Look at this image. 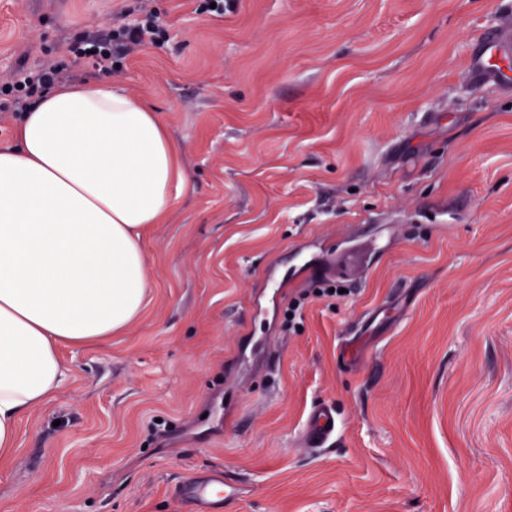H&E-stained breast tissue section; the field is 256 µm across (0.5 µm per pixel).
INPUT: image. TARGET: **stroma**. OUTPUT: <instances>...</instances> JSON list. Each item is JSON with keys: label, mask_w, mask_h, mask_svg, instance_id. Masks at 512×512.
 Instances as JSON below:
<instances>
[{"label": "stroma", "mask_w": 512, "mask_h": 512, "mask_svg": "<svg viewBox=\"0 0 512 512\" xmlns=\"http://www.w3.org/2000/svg\"><path fill=\"white\" fill-rule=\"evenodd\" d=\"M0 0V80L123 14L167 37L111 80L188 190L145 234L134 324L61 347L0 512H512V0ZM345 263L349 293L289 300ZM334 405L333 447L299 434ZM234 480L224 472H212L195 480H186L176 490L184 503L192 506L194 512H223L224 503L235 495Z\"/></svg>", "instance_id": "obj_1"}]
</instances>
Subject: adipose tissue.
Here are the masks:
<instances>
[{
    "label": "adipose tissue",
    "instance_id": "obj_1",
    "mask_svg": "<svg viewBox=\"0 0 512 512\" xmlns=\"http://www.w3.org/2000/svg\"><path fill=\"white\" fill-rule=\"evenodd\" d=\"M187 188L158 113L107 79L54 87L0 144V458L66 383L60 346L137 320L143 237Z\"/></svg>",
    "mask_w": 512,
    "mask_h": 512
}]
</instances>
